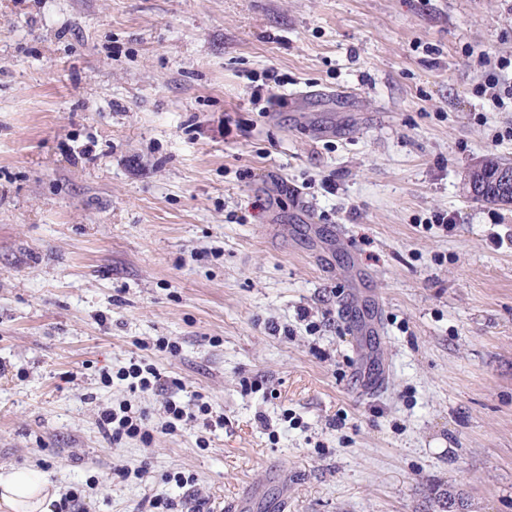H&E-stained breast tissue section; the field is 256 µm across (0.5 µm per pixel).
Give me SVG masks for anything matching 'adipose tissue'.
Segmentation results:
<instances>
[{"label":"adipose tissue","instance_id":"1","mask_svg":"<svg viewBox=\"0 0 512 512\" xmlns=\"http://www.w3.org/2000/svg\"><path fill=\"white\" fill-rule=\"evenodd\" d=\"M54 498L51 484L30 468L0 472V512H46Z\"/></svg>","mask_w":512,"mask_h":512}]
</instances>
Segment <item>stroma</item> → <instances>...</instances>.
Wrapping results in <instances>:
<instances>
[{
	"label": "stroma",
	"instance_id": "obj_1",
	"mask_svg": "<svg viewBox=\"0 0 512 512\" xmlns=\"http://www.w3.org/2000/svg\"><path fill=\"white\" fill-rule=\"evenodd\" d=\"M509 85L512 0H0V468L84 512L179 496L174 472L208 512L253 485L286 512H431L448 487L512 512V210L465 189L512 163ZM355 284L390 366L369 400ZM142 358L162 391L117 379ZM197 395L222 428L98 425ZM151 422L146 410H133L132 405L127 404H120L118 408H103L98 417L100 428L113 444L121 443L126 438L149 439L153 431Z\"/></svg>",
	"mask_w": 512,
	"mask_h": 512
}]
</instances>
